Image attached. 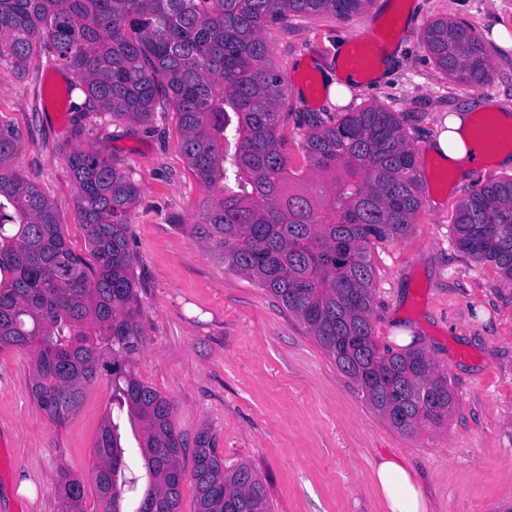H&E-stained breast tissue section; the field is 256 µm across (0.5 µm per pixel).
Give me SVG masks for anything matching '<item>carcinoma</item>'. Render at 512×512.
<instances>
[{"instance_id":"1","label":"carcinoma","mask_w":512,"mask_h":512,"mask_svg":"<svg viewBox=\"0 0 512 512\" xmlns=\"http://www.w3.org/2000/svg\"><path fill=\"white\" fill-rule=\"evenodd\" d=\"M371 0H0V65L27 71L33 51L68 74L80 112L135 122L173 110L182 151L209 195L200 223L228 268L251 279L302 322L368 403L397 430L440 426L455 394L424 352L380 349L371 313L372 242L406 238L422 206L416 151L398 115L368 105L338 117L303 115L309 175L283 152L281 76L268 64L267 29L294 16L347 19ZM425 45L438 69L467 86L490 80L486 50L469 27L431 21ZM22 135L0 119V351L32 353V394L56 426L79 409L112 349V411L94 448L98 512H180L186 445L172 402L141 382L145 338L128 245L139 188L80 146L67 160L77 212L95 264L75 253L37 183L14 167ZM459 249L512 282V178L472 192L454 220ZM141 425L146 472L126 475L121 418ZM195 512H272L248 462L224 464L204 429L195 440ZM65 512H85L82 478L60 468Z\"/></svg>"}]
</instances>
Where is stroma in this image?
<instances>
[{"label":"stroma","mask_w":512,"mask_h":512,"mask_svg":"<svg viewBox=\"0 0 512 512\" xmlns=\"http://www.w3.org/2000/svg\"><path fill=\"white\" fill-rule=\"evenodd\" d=\"M396 18L387 47L389 75L362 76L348 102L321 85L353 44ZM448 17L484 41L493 78L470 87L449 80L424 46L429 22ZM512 0H372L348 19L299 16L266 31L271 66L288 84L294 116L285 120V154L302 161L296 114L349 112L377 104L399 115L428 180L415 231L376 242L372 325L378 346L422 349L446 375L456 402L439 427L403 433L365 401L307 328L266 290L228 269L224 250L198 218L208 198L187 164L174 112L146 122L110 114L73 121L49 95L65 73L34 52L25 76L0 67V118L22 133L15 166L52 203L71 248L87 255L68 163L79 145L110 160L138 185L128 232L136 255L144 345L136 374L171 400L177 433L201 430L225 462L249 461L273 512H386L373 483L384 459L413 470L430 512H512V284L494 265L455 243L458 204L474 190L512 176L488 165L467 179L444 175L429 151L448 115L486 104L512 113ZM407 335H395L397 327ZM31 355L0 352V512H63L53 485L59 466L89 477L112 377L99 375L66 426H54L32 398ZM31 481L35 497L19 486Z\"/></svg>","instance_id":"stroma-1"}]
</instances>
